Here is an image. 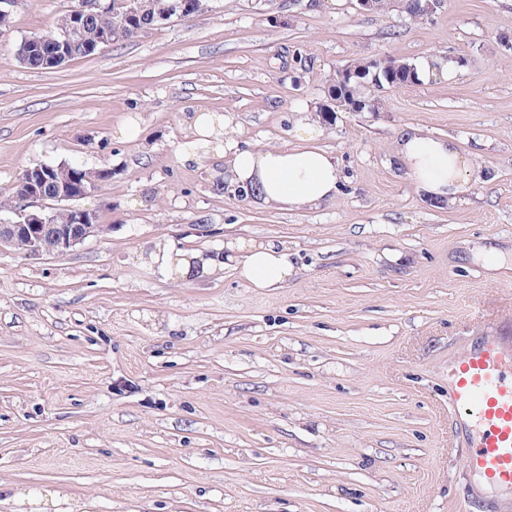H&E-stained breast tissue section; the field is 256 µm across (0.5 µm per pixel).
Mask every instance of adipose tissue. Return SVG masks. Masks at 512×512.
Returning a JSON list of instances; mask_svg holds the SVG:
<instances>
[{"mask_svg": "<svg viewBox=\"0 0 512 512\" xmlns=\"http://www.w3.org/2000/svg\"><path fill=\"white\" fill-rule=\"evenodd\" d=\"M321 117L309 107L296 111L294 134L299 144L235 148L228 129L227 116L197 118L196 145L184 149V161H195L204 148L228 151L232 159L225 178L229 184L253 192L266 206L302 210L333 201L341 183L340 169L327 153L311 147L321 131ZM395 155L407 168L417 189L428 199L440 203L456 200L471 176L469 160L448 139L409 125L399 134ZM148 258L165 276L177 280L203 279L217 269L232 266L252 287L274 288L293 274V266L284 251L270 243L244 244L228 241L223 257L203 256L197 251L176 250L154 244Z\"/></svg>", "mask_w": 512, "mask_h": 512, "instance_id": "obj_1", "label": "adipose tissue"}]
</instances>
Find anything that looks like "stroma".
Returning <instances> with one entry per match:
<instances>
[{"mask_svg": "<svg viewBox=\"0 0 512 512\" xmlns=\"http://www.w3.org/2000/svg\"><path fill=\"white\" fill-rule=\"evenodd\" d=\"M69 4L15 0L0 36V193L62 162L112 178L80 202L102 232L68 253L0 247V512H512L464 467L448 406L449 360L512 296V0L418 20L209 0L62 67L21 65L18 43ZM433 55L465 64L323 119L334 202L269 208L217 188L222 154L181 158L197 116H230L242 148L287 143L339 69ZM408 125L471 157L456 202L419 195L395 159ZM232 239L286 249L295 275L175 281L141 257Z\"/></svg>", "mask_w": 512, "mask_h": 512, "instance_id": "obj_1", "label": "stroma"}]
</instances>
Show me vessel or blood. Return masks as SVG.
Segmentation results:
<instances>
[{"mask_svg":"<svg viewBox=\"0 0 512 512\" xmlns=\"http://www.w3.org/2000/svg\"><path fill=\"white\" fill-rule=\"evenodd\" d=\"M448 405L469 450L467 470L512 489V310L479 324L464 356L448 364Z\"/></svg>","mask_w":512,"mask_h":512,"instance_id":"vessel-or-blood-1","label":"vessel or blood"}]
</instances>
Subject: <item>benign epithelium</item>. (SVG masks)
Instances as JSON below:
<instances>
[{"mask_svg": "<svg viewBox=\"0 0 512 512\" xmlns=\"http://www.w3.org/2000/svg\"><path fill=\"white\" fill-rule=\"evenodd\" d=\"M108 8L106 0H80L76 10L71 34L80 35L89 17L105 11ZM69 38L53 36L32 40L23 39L17 57L25 59L30 50L39 48L43 56V65L47 69H55L70 60L68 54ZM363 100L333 99L326 105V111L364 110ZM51 166L36 167L25 170L13 185L19 206L13 210L15 219L0 224V244L13 245L23 238L27 241V254L40 255L43 253V239L53 240L51 253L63 255L71 248L83 243L88 237L101 230L98 215L95 211L81 208L75 202L87 197L101 182L102 173L112 174L111 169L87 171L85 175L72 184L59 186L53 196V202H48L43 193L47 182L46 173ZM69 211L71 223H54L55 210Z\"/></svg>", "mask_w": 512, "mask_h": 512, "instance_id": "1", "label": "benign epithelium"}]
</instances>
